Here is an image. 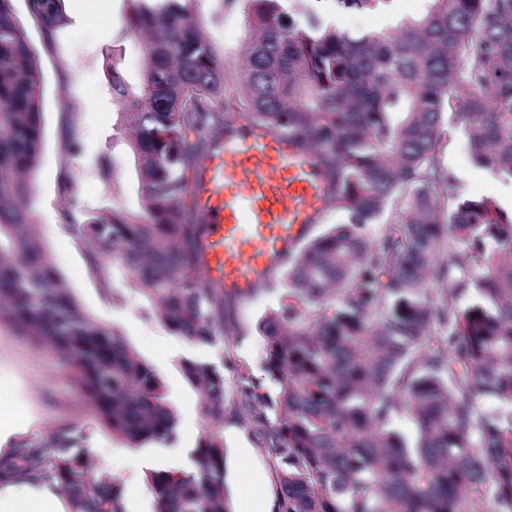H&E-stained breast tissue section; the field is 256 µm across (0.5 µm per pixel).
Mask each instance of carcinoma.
Segmentation results:
<instances>
[{"label":"carcinoma","mask_w":512,"mask_h":512,"mask_svg":"<svg viewBox=\"0 0 512 512\" xmlns=\"http://www.w3.org/2000/svg\"><path fill=\"white\" fill-rule=\"evenodd\" d=\"M14 0H0V326L53 351L98 423L132 448H169L178 419L164 382L73 298L25 206L41 148L42 77ZM148 33L136 81L112 57L137 209L84 210L68 225L113 301L120 271L174 335L224 341L239 297L199 258L189 199L211 141L236 126L286 134L319 160L324 224L276 270L281 305L258 322L268 379L182 364L203 416L232 410L264 438L278 512H512V216L465 197L441 159L464 132L475 164L512 180V0H426L420 16L352 35L304 0L240 3L256 37L236 96L194 21L203 0H126ZM391 0H336L375 11ZM45 31L61 0H28ZM376 240L365 234L385 212ZM440 324L444 336L431 329ZM492 403L490 407L478 401ZM417 428L410 442L396 421ZM67 421L0 455V486L47 483L71 512H125L124 481L96 469ZM224 442L208 431L188 466L146 478L155 512H232Z\"/></svg>","instance_id":"1"}]
</instances>
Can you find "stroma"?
<instances>
[{
	"mask_svg": "<svg viewBox=\"0 0 512 512\" xmlns=\"http://www.w3.org/2000/svg\"><path fill=\"white\" fill-rule=\"evenodd\" d=\"M67 15L81 14L82 23H68L48 33L28 12L26 0H14L15 13L25 28L42 75V142L32 178L33 193L28 209L44 244L54 257L59 273L83 309L103 324L113 327L163 380L169 401L179 416L180 439L176 448H129L113 439L103 426L89 432L87 451L97 466L120 475L126 484V512H152L153 503L144 482L148 468L183 464L188 451L205 433L207 421L198 398L182 373L187 360H204L222 366L228 357L246 360L256 382H264L260 359L262 338L257 322L280 303L278 290L267 287L254 297L235 303L224 321V341L197 345L172 335L153 316L142 312L143 299L129 277L117 276L116 287L125 295L123 304H113L86 261V246L73 238L65 225L63 179H72L86 208L102 209L122 201L136 203L133 159L126 141L114 132L118 120L112 98L111 64H119L130 77L144 68L139 35L126 32L122 18L124 0H64ZM216 0H204L197 21L218 53L224 56L227 90H234L233 76L251 31L239 8L216 17ZM77 140L80 155L67 152L66 144ZM115 157L121 164L118 183L102 180L101 156ZM444 163L457 176L459 191L499 197L503 180L475 167L465 135L448 146ZM13 422L0 435V454L14 443L42 434L67 420L85 421L90 409L72 389L67 370L49 352L36 349L24 336L0 329V415ZM226 451V484L231 498H239L243 484L263 487L274 494V479L261 439L249 420L225 415L220 428ZM250 468H243V460Z\"/></svg>",
	"mask_w": 512,
	"mask_h": 512,
	"instance_id": "1",
	"label": "stroma"
}]
</instances>
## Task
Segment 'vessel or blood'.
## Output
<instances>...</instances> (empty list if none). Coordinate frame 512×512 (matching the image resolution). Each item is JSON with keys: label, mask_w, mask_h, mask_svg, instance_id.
<instances>
[{"label": "vessel or blood", "mask_w": 512, "mask_h": 512, "mask_svg": "<svg viewBox=\"0 0 512 512\" xmlns=\"http://www.w3.org/2000/svg\"><path fill=\"white\" fill-rule=\"evenodd\" d=\"M189 190L206 228L200 252L211 278L245 297L270 281L325 209L317 158L251 126L225 130Z\"/></svg>", "instance_id": "vessel-or-blood-1"}]
</instances>
